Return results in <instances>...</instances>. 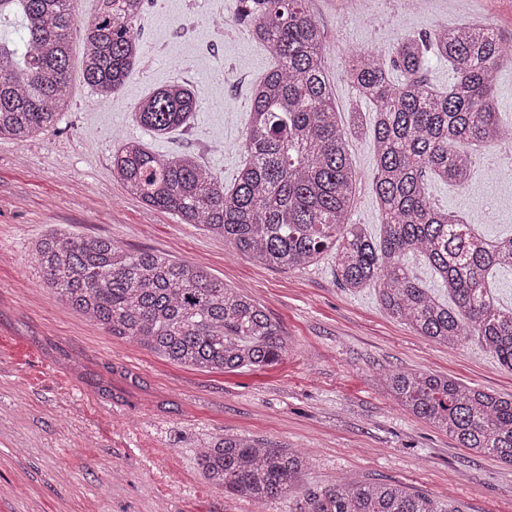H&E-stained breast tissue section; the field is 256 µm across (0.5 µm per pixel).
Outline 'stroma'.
<instances>
[{
  "mask_svg": "<svg viewBox=\"0 0 512 512\" xmlns=\"http://www.w3.org/2000/svg\"><path fill=\"white\" fill-rule=\"evenodd\" d=\"M310 0L327 35L326 67L358 186L350 221L381 234L372 192L371 105L346 82L357 49L390 51L407 36L478 19L512 36V0ZM239 0H145L137 22L152 63L101 97L84 82V45H71L69 105L26 141L0 139V512H297L310 493L343 480L400 483L453 512H512V466L460 448L398 407L380 372L417 369L512 396L503 369L476 337L446 346L388 317L374 287L351 291L324 256L301 270L239 254L203 226L129 194L112 176V152L136 138L151 151L198 156L225 186L239 175L250 93L273 62ZM184 82L199 94L190 126L159 139L133 109L150 92ZM428 195L489 239L512 235V149L477 153L458 187L429 180ZM63 231L109 237L130 250L193 262L247 289L292 345L280 364L224 372L175 365L112 337L44 288L36 241ZM248 437L311 465L290 497L262 504L205 480L198 451Z\"/></svg>",
  "mask_w": 512,
  "mask_h": 512,
  "instance_id": "obj_1",
  "label": "stroma"
}]
</instances>
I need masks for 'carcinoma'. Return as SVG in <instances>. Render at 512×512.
Here are the masks:
<instances>
[{
	"label": "carcinoma",
	"mask_w": 512,
	"mask_h": 512,
	"mask_svg": "<svg viewBox=\"0 0 512 512\" xmlns=\"http://www.w3.org/2000/svg\"><path fill=\"white\" fill-rule=\"evenodd\" d=\"M78 20L76 0H0V24L22 20L21 42L0 40V139L23 141L54 125L68 104L72 39L84 41V80L110 96L142 60L136 30L144 0H98ZM240 20L275 61L252 89L245 161L224 187L192 154L164 156L126 139L112 154V177L144 203L224 238L240 254L288 270L335 251L336 279L351 290L377 285L391 318L418 335L454 346L475 336L512 370V307L494 297L495 271L512 269V238L490 241L459 216L433 205L426 180L463 186L473 154L507 137L496 112L492 73L512 63V39L487 25L439 27L429 39L405 37L383 58L371 49L345 61L344 77L374 107L373 191L384 234L374 240L349 223L357 176L349 136L338 122L325 65L326 36L308 0H240ZM448 60L453 82L432 88L429 52ZM404 81L396 84L389 71ZM198 95L165 85L139 101L136 122L157 136L187 127ZM419 253L448 290L434 295L405 262ZM46 285L109 334L174 364L208 372L273 365L288 337L248 294L202 267L155 250H128L106 237L48 234L34 247ZM397 405L448 434L460 447L512 465V399L446 375L408 370L378 374ZM208 482L258 504L288 496L310 459L246 437L203 448ZM299 512H444L424 493L399 484L342 481L312 493Z\"/></svg>",
	"instance_id": "cac0c4a2"
}]
</instances>
